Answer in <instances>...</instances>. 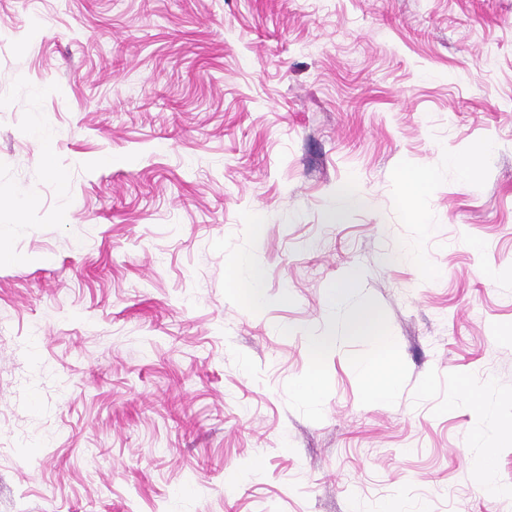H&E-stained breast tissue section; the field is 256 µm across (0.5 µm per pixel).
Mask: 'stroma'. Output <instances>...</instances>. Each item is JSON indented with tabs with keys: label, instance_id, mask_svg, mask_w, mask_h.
<instances>
[{
	"label": "stroma",
	"instance_id": "1",
	"mask_svg": "<svg viewBox=\"0 0 512 512\" xmlns=\"http://www.w3.org/2000/svg\"><path fill=\"white\" fill-rule=\"evenodd\" d=\"M0 193V512H512V0H0ZM487 151L488 147L485 144L478 143L466 155L453 156L450 161L462 175L469 176L477 168L480 159ZM233 287L238 292H244V301L252 306H259L264 299L263 273L252 262L241 259L232 272ZM349 331L354 336H373L378 344L377 356L363 368L370 372L380 370L386 359L384 353L389 349L391 340L389 336H383L377 329L376 322L367 309H360L355 312L349 320Z\"/></svg>",
	"mask_w": 512,
	"mask_h": 512
}]
</instances>
